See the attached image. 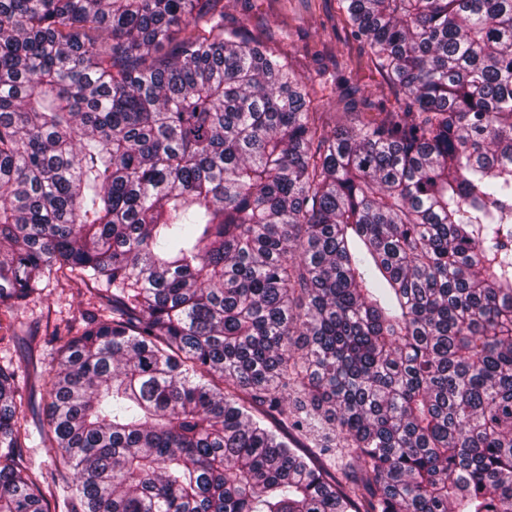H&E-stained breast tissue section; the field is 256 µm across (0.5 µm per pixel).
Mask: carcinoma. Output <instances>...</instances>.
Returning a JSON list of instances; mask_svg holds the SVG:
<instances>
[{
  "mask_svg": "<svg viewBox=\"0 0 512 512\" xmlns=\"http://www.w3.org/2000/svg\"><path fill=\"white\" fill-rule=\"evenodd\" d=\"M338 9L396 107L332 127L224 0H0V312L86 306L57 512H512V0Z\"/></svg>",
  "mask_w": 512,
  "mask_h": 512,
  "instance_id": "carcinoma-1",
  "label": "carcinoma"
}]
</instances>
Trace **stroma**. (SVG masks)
<instances>
[{
  "mask_svg": "<svg viewBox=\"0 0 512 512\" xmlns=\"http://www.w3.org/2000/svg\"><path fill=\"white\" fill-rule=\"evenodd\" d=\"M338 0H224V23L240 26L265 47L287 57L312 77L344 70L354 45L338 19ZM83 302L62 282H50L41 298L0 318V365L18 369L30 404L24 422L31 432L48 423L37 376L58 366L51 333L78 317Z\"/></svg>",
  "mask_w": 512,
  "mask_h": 512,
  "instance_id": "stroma-1",
  "label": "stroma"
}]
</instances>
